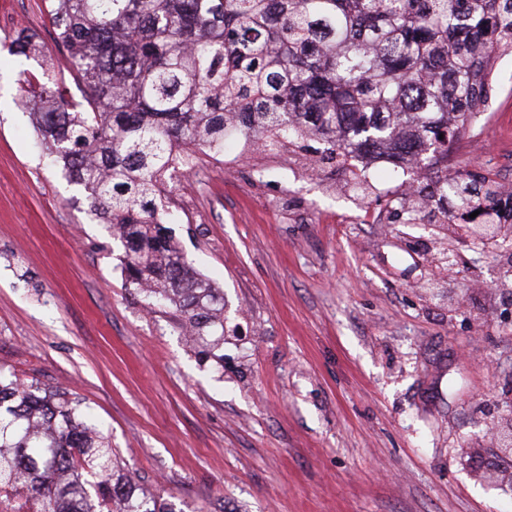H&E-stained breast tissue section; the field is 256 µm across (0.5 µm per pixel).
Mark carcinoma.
<instances>
[{
    "mask_svg": "<svg viewBox=\"0 0 512 512\" xmlns=\"http://www.w3.org/2000/svg\"><path fill=\"white\" fill-rule=\"evenodd\" d=\"M56 75L22 80L51 163L86 193L124 247L128 286L170 308L201 356L224 345V291L164 227L171 164L224 150L230 132L350 173L388 146L419 170L442 223L493 204L485 176L448 184V142L489 108L497 58L512 56V0H48ZM15 53L51 58L27 29ZM0 512H184L147 495L78 398L0 369Z\"/></svg>",
    "mask_w": 512,
    "mask_h": 512,
    "instance_id": "cac0c4a2",
    "label": "carcinoma"
}]
</instances>
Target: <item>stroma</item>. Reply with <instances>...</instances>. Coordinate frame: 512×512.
<instances>
[{
  "label": "stroma",
  "mask_w": 512,
  "mask_h": 512,
  "mask_svg": "<svg viewBox=\"0 0 512 512\" xmlns=\"http://www.w3.org/2000/svg\"><path fill=\"white\" fill-rule=\"evenodd\" d=\"M51 41L45 0H0V368L72 389L125 469L196 512H512L488 429L512 426V248L458 241L415 173L369 193L308 154L200 156L169 203L173 237L224 291L223 359L127 286L124 249L47 164L20 100ZM454 145L458 175L512 180V67ZM13 46L15 53L19 56H25L26 58L39 56L45 59L46 62H48V59H51L52 49L41 41L35 32L27 29H21L16 32Z\"/></svg>",
  "instance_id": "35a3bbf8"
}]
</instances>
